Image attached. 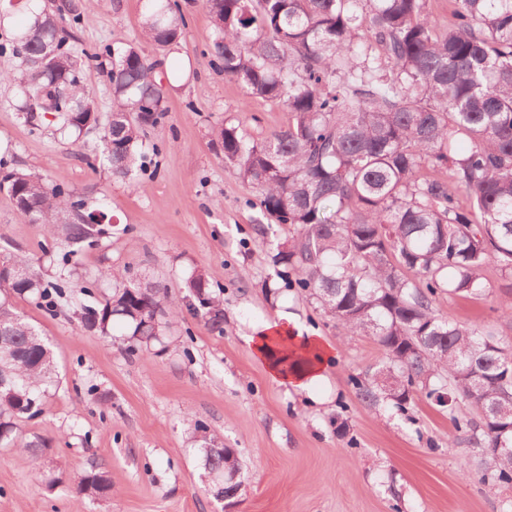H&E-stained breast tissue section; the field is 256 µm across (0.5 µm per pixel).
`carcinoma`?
I'll list each match as a JSON object with an SVG mask.
<instances>
[{"label":"carcinoma","instance_id":"obj_1","mask_svg":"<svg viewBox=\"0 0 512 512\" xmlns=\"http://www.w3.org/2000/svg\"><path fill=\"white\" fill-rule=\"evenodd\" d=\"M431 0H206L215 39L210 54L249 99L281 103L288 124L263 140L229 120L210 129L224 164L256 189L252 206L293 233L277 244L275 275L309 293L344 336L367 334L387 362L361 379L358 395L401 407L412 392L461 398L469 411L453 417L475 448H512V354L490 330L441 315L437 297L489 293L484 269L494 264L512 309V0H448L450 19L431 18ZM70 6L41 11L0 43L20 72L16 109L32 125L53 112L59 130L80 140L99 129V154L112 176L132 175L146 130L163 123L166 93L159 62L137 41L112 54L106 77L112 112L101 121L81 81L79 52L66 20ZM142 38L170 52L184 20L173 0H146ZM17 211L56 230L70 250L63 265L93 245L110 221L102 206L49 185L36 173L0 179ZM68 280L45 281L16 258L0 263V291L49 301ZM188 292L217 321L220 300L203 271ZM181 313L153 287L115 289L84 313L86 328L108 336L122 324L148 346ZM0 336L13 354L0 386V445L33 452L41 437L20 441L18 423L39 414L55 365L38 331L0 300ZM417 343L421 352L410 350ZM208 473L239 471L233 453L202 449ZM483 478L512 484V455L485 456ZM112 485L87 472L76 494L109 496Z\"/></svg>","mask_w":512,"mask_h":512}]
</instances>
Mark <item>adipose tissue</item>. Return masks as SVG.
<instances>
[{
    "label": "adipose tissue",
    "instance_id": "ef3b65f1",
    "mask_svg": "<svg viewBox=\"0 0 512 512\" xmlns=\"http://www.w3.org/2000/svg\"><path fill=\"white\" fill-rule=\"evenodd\" d=\"M243 340L264 363L272 382L306 396L312 395L315 385L324 380L325 371L334 357L333 350L322 337L287 314L244 334ZM281 340L287 341L293 352L304 355L306 364L285 368V356L275 348L276 342Z\"/></svg>",
    "mask_w": 512,
    "mask_h": 512
}]
</instances>
